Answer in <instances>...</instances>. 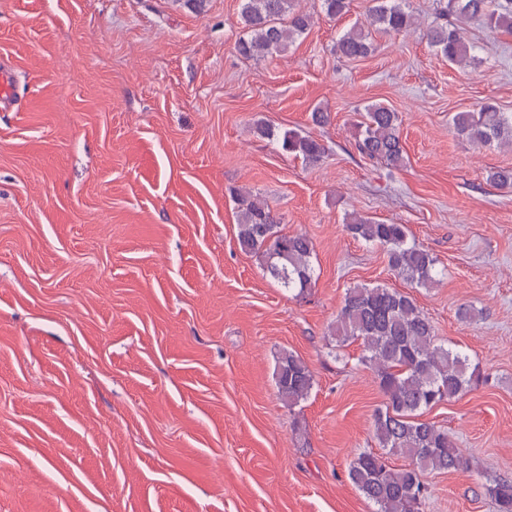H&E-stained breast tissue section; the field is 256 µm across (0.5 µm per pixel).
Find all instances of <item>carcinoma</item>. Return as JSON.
Segmentation results:
<instances>
[{
  "mask_svg": "<svg viewBox=\"0 0 512 512\" xmlns=\"http://www.w3.org/2000/svg\"><path fill=\"white\" fill-rule=\"evenodd\" d=\"M331 19L347 12L348 0H320ZM484 20L491 30L512 32V0H441L439 22L429 27V45L465 67L477 61L476 46L464 36L463 24ZM416 18L403 0H375L364 22L345 30L336 41V53L345 60L367 57L374 51L371 31L399 33ZM244 35L237 42L240 55L264 59L285 52L311 26L310 15L296 10L294 0H241ZM455 133L482 146L512 147V113L485 103L474 111L452 117ZM399 114L383 103H372L357 125L355 146L370 161L397 168L405 161ZM255 133L284 153L309 164L322 161L326 150L314 137L297 130H281L258 121ZM488 180L500 189H512V167L495 168ZM237 240L248 253L258 254L266 272L295 296L315 287V252L304 233L278 229L280 219L266 200L236 190ZM347 232L381 248L389 271L417 288H431L445 273L436 259L413 238L404 224L354 217ZM331 335L338 346L359 342L360 362L371 372L384 396L373 417V435L382 453L362 451L352 459L348 477L376 512H420L428 497L427 472L455 473L468 468L465 449L448 430L422 418L436 405L458 398L478 384L481 373L463 351L438 341L428 316L409 294L385 285L357 284L346 289ZM278 395L292 407L307 399L313 376L307 363L292 351L280 354L276 370ZM410 460L394 468L389 456ZM497 512H512V481L500 480L490 489Z\"/></svg>",
  "mask_w": 512,
  "mask_h": 512,
  "instance_id": "1",
  "label": "carcinoma"
}]
</instances>
